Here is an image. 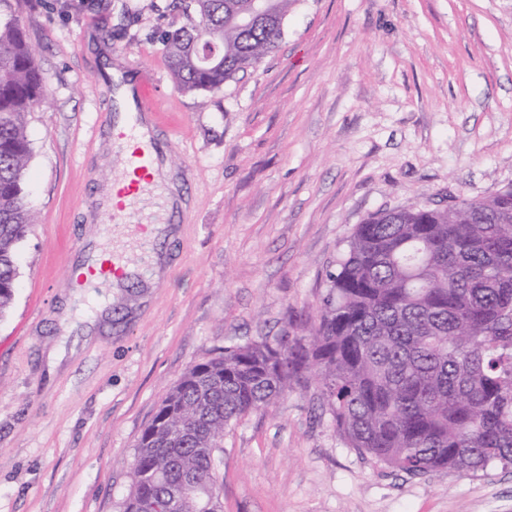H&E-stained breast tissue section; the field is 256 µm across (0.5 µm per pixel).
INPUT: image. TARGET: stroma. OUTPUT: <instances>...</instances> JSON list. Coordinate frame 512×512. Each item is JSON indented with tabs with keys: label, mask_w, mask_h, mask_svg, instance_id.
<instances>
[{
	"label": "stroma",
	"mask_w": 512,
	"mask_h": 512,
	"mask_svg": "<svg viewBox=\"0 0 512 512\" xmlns=\"http://www.w3.org/2000/svg\"><path fill=\"white\" fill-rule=\"evenodd\" d=\"M170 0H18L43 77L0 319V512H122L138 439L171 386L229 346L305 336L357 224L512 187V0H295L275 48L220 89L179 91ZM150 68V113L185 205L169 239L118 236L161 272L73 274L120 169L97 46ZM224 512H512V468L412 478L344 445L316 386L224 431Z\"/></svg>",
	"instance_id": "35a3bbf8"
}]
</instances>
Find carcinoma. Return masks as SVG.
Returning <instances> with one entry per match:
<instances>
[{"instance_id": "1", "label": "carcinoma", "mask_w": 512, "mask_h": 512, "mask_svg": "<svg viewBox=\"0 0 512 512\" xmlns=\"http://www.w3.org/2000/svg\"><path fill=\"white\" fill-rule=\"evenodd\" d=\"M171 2L186 23L165 35L168 68L179 90L194 92L259 64L295 0ZM208 34L222 57L200 67L195 48ZM43 99L12 0H0V319L35 223L26 115ZM309 381L343 443L377 464L410 477L511 467L512 188L357 225L313 332L227 347L172 387L137 443L123 512H221L224 430Z\"/></svg>"}]
</instances>
